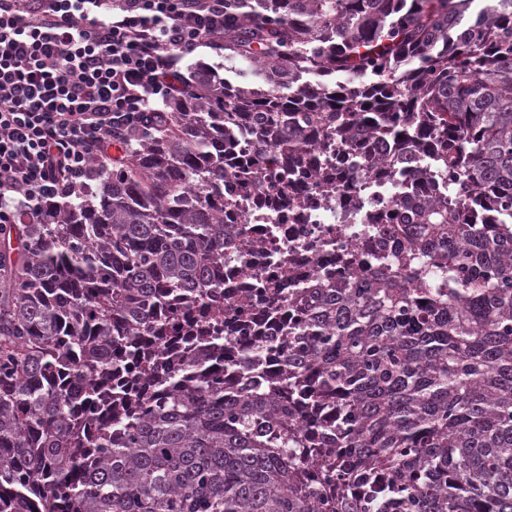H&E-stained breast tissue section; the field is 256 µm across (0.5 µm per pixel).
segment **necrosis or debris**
<instances>
[{
  "label": "necrosis or debris",
  "instance_id": "1",
  "mask_svg": "<svg viewBox=\"0 0 512 512\" xmlns=\"http://www.w3.org/2000/svg\"><path fill=\"white\" fill-rule=\"evenodd\" d=\"M358 180L356 202L341 220L327 206L328 186L320 177L299 185L304 206L292 215L281 209H268L258 191L237 198L229 215L240 236L224 261L225 287H239L243 277L256 272L280 276L282 271L268 263L273 256L287 257V271L307 283L335 269L337 257L397 250L400 238L383 237L378 225L370 221L378 205L395 196L393 179L376 168L363 166Z\"/></svg>",
  "mask_w": 512,
  "mask_h": 512
}]
</instances>
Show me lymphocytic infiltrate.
I'll return each instance as SVG.
<instances>
[{"label":"lymphocytic infiltrate","mask_w":512,"mask_h":512,"mask_svg":"<svg viewBox=\"0 0 512 512\" xmlns=\"http://www.w3.org/2000/svg\"><path fill=\"white\" fill-rule=\"evenodd\" d=\"M223 34L224 0H0V225L89 187Z\"/></svg>","instance_id":"lymphocytic-infiltrate-1"}]
</instances>
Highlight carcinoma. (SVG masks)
Instances as JSON below:
<instances>
[{"label": "carcinoma", "mask_w": 512, "mask_h": 512, "mask_svg": "<svg viewBox=\"0 0 512 512\" xmlns=\"http://www.w3.org/2000/svg\"><path fill=\"white\" fill-rule=\"evenodd\" d=\"M216 49L269 88L196 65L98 187L0 228V512H512V0H224ZM359 131L443 199L371 217L408 225L371 273L224 308L228 198L277 208Z\"/></svg>", "instance_id": "carcinoma-1"}]
</instances>
